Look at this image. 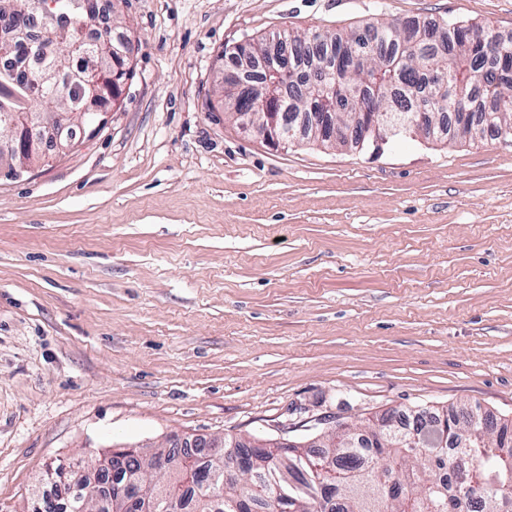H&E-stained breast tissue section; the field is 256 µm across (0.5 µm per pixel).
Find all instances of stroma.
Returning a JSON list of instances; mask_svg holds the SVG:
<instances>
[{
  "label": "stroma",
  "instance_id": "stroma-1",
  "mask_svg": "<svg viewBox=\"0 0 512 512\" xmlns=\"http://www.w3.org/2000/svg\"><path fill=\"white\" fill-rule=\"evenodd\" d=\"M137 42L74 150L0 173V512L52 461L321 419L512 417V145H284L225 116L236 45L512 0H107Z\"/></svg>",
  "mask_w": 512,
  "mask_h": 512
}]
</instances>
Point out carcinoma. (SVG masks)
I'll use <instances>...</instances> for the list:
<instances>
[{"mask_svg":"<svg viewBox=\"0 0 512 512\" xmlns=\"http://www.w3.org/2000/svg\"><path fill=\"white\" fill-rule=\"evenodd\" d=\"M56 2L75 23L61 36L56 59L66 81L58 85L57 97L42 102L67 114L81 105L82 71L70 69L67 62L86 17L74 0ZM0 21L22 33L5 53L26 57L24 43L33 40L30 24L19 13L1 10ZM363 31L369 33L370 44L354 62L351 54ZM283 37L295 51L294 79L286 88L263 69L266 39L251 42L247 50L237 46L231 53L239 78L265 86L272 95L288 90L286 106L270 99L277 112H334L336 124L368 148L372 144L363 121L354 118L357 112L391 117L392 142L414 133L409 120L415 112L447 113L454 131L462 127L468 133L463 142L492 137L504 126L512 129V38L506 40L488 26L464 20L432 26L374 21L331 33L314 51L309 33ZM32 78L25 70L0 69V113L31 111ZM224 111H253L249 92L238 83L224 87ZM381 437L375 433L359 439L347 430L336 434L334 448H287L279 463L233 480L200 448L168 451L181 466L171 482L160 471H144L135 449L113 448L109 454L115 467L177 499L182 512H235L230 508L235 502L245 505L244 512H278L277 506L289 500L297 512H512V459L498 453L512 448L508 427L472 444L463 468L460 450L439 426L428 427L420 448H382ZM47 469L54 472L53 486L65 481L66 497L57 491L44 494L34 512H74L87 490L97 489L106 497L112 493L108 473L87 472L79 461L58 459ZM332 473L339 475L336 498L327 501L319 487Z\"/></svg>","mask_w":512,"mask_h":512,"instance_id":"obj_1","label":"carcinoma"}]
</instances>
